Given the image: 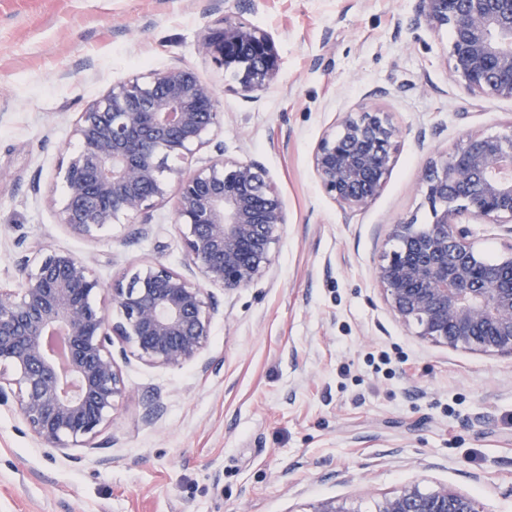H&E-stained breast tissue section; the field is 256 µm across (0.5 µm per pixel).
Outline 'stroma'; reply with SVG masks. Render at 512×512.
Returning <instances> with one entry per match:
<instances>
[{"label":"stroma","instance_id":"35a3bbf8","mask_svg":"<svg viewBox=\"0 0 512 512\" xmlns=\"http://www.w3.org/2000/svg\"><path fill=\"white\" fill-rule=\"evenodd\" d=\"M416 0H226L271 34L276 82L243 99L198 50L214 0H0V287L53 248L105 288L161 263L185 272L172 202L149 232L120 221L85 238L60 221L75 122L113 84L182 63L212 84L227 154L261 161L288 210L267 273L219 296L194 361L130 360L103 446L42 447L0 402V512H313L333 500L374 512L415 482L448 485L482 512H512V359L416 335L374 277L393 224L431 223L419 188L468 135L512 126V100L468 95L450 74L449 29L414 23ZM389 112L400 130L390 178L350 213L311 165L344 113ZM388 365H380L381 357Z\"/></svg>","mask_w":512,"mask_h":512}]
</instances>
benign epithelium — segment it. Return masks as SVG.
Returning a JSON list of instances; mask_svg holds the SVG:
<instances>
[{"mask_svg":"<svg viewBox=\"0 0 512 512\" xmlns=\"http://www.w3.org/2000/svg\"><path fill=\"white\" fill-rule=\"evenodd\" d=\"M415 24L451 28L450 73L470 95L512 100V0H418ZM199 50L247 100L278 77L271 35L235 15L207 29ZM222 124L215 88L184 64L115 84L79 114L62 223L85 237L121 217L146 227L171 198L197 278L160 263L136 269L112 282L110 310L93 302L102 284L81 257L45 250L27 260L14 287L0 288V400L12 398L43 447H100L126 392L114 340L124 359L190 362L209 341L210 288H245L272 264L288 212L264 166L226 155L215 141ZM399 136L378 108L346 113L312 154L324 193L348 212L366 208L388 180ZM204 147L213 157L193 173L168 165L171 157L189 164ZM420 188L433 223L393 225L394 247L375 272L390 309L435 343L512 357V253L486 264L459 222L464 211L512 235V130L461 140L424 171ZM376 512L482 510L452 487L425 492L410 483Z\"/></svg>","mask_w":512,"mask_h":512,"instance_id":"benign-epithelium-1","label":"benign epithelium"}]
</instances>
